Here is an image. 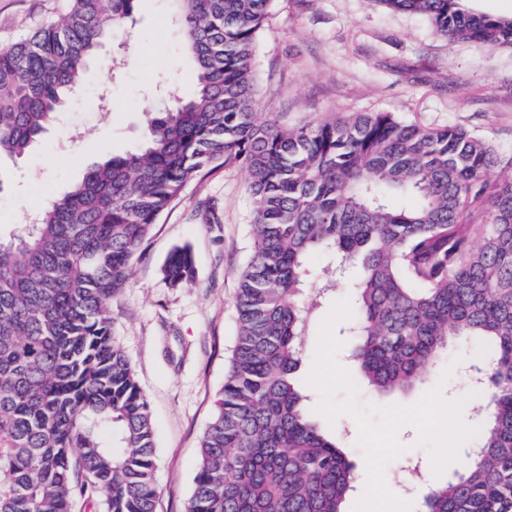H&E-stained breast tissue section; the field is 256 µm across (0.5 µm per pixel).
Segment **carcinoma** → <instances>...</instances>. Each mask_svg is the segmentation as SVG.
<instances>
[{
  "mask_svg": "<svg viewBox=\"0 0 512 512\" xmlns=\"http://www.w3.org/2000/svg\"><path fill=\"white\" fill-rule=\"evenodd\" d=\"M194 96L147 102L139 149L83 179L0 240V512H155L154 426L114 341L108 300L161 214L205 169L240 165L254 199L224 386L199 442L185 512H344L355 465L305 409L297 374L315 304L308 262L351 269L367 388L396 399L452 337L481 342L487 401L460 469L418 512H512V160L457 127L354 112L288 129L257 111L252 66L274 0H174ZM436 35L512 49V18L464 0H381ZM134 0H70L0 49V156L20 157L81 84ZM192 283L189 246L161 266Z\"/></svg>",
  "mask_w": 512,
  "mask_h": 512,
  "instance_id": "1",
  "label": "carcinoma"
}]
</instances>
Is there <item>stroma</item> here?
I'll return each instance as SVG.
<instances>
[{
	"label": "stroma",
	"mask_w": 512,
	"mask_h": 512,
	"mask_svg": "<svg viewBox=\"0 0 512 512\" xmlns=\"http://www.w3.org/2000/svg\"><path fill=\"white\" fill-rule=\"evenodd\" d=\"M165 0H136L133 24L97 52L81 87L41 141L23 157L0 159V237L102 157L140 143L144 102L161 93L190 94L188 57ZM69 0H0V49L65 10ZM258 111L296 128L352 112H390L430 129L457 126L512 158V50H486L438 37L420 15L393 12L379 0H274L253 57ZM248 174L238 165L203 172L165 211L134 261L125 288L112 296V334L148 398L155 431L156 512H184L199 439L224 385L236 332L238 273L247 262L253 223ZM189 246L195 279L168 287L160 267L175 247ZM326 260H310L315 325L300 376L317 356L319 324L350 298L348 280L325 288ZM453 344L423 374L405 404L433 388L443 400L467 393ZM406 450L385 476L406 471V498L418 504L436 482L416 429L398 431Z\"/></svg>",
	"instance_id": "1"
}]
</instances>
